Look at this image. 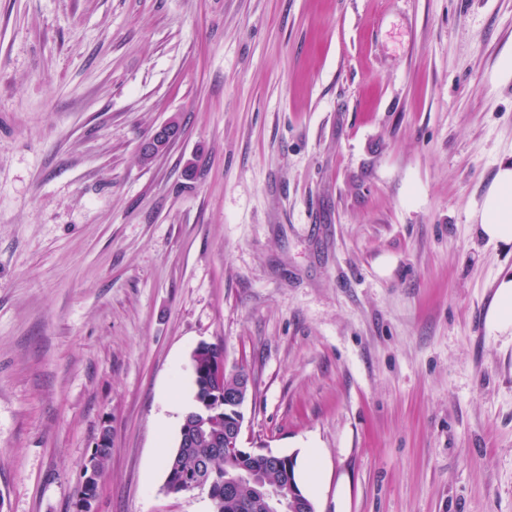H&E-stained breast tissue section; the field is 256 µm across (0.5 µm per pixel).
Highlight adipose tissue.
<instances>
[{
  "instance_id": "1",
  "label": "adipose tissue",
  "mask_w": 512,
  "mask_h": 512,
  "mask_svg": "<svg viewBox=\"0 0 512 512\" xmlns=\"http://www.w3.org/2000/svg\"><path fill=\"white\" fill-rule=\"evenodd\" d=\"M475 218L489 241L512 243V163L500 166Z\"/></svg>"
}]
</instances>
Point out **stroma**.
Instances as JSON below:
<instances>
[{"instance_id": "stroma-1", "label": "stroma", "mask_w": 512, "mask_h": 512, "mask_svg": "<svg viewBox=\"0 0 512 512\" xmlns=\"http://www.w3.org/2000/svg\"><path fill=\"white\" fill-rule=\"evenodd\" d=\"M512 0H0V512H211L190 355L315 512H512ZM178 117L151 161L140 147ZM475 218L489 241L512 243V163L500 166ZM486 321L491 332L512 328V274L499 278ZM223 357L222 348L219 345L211 344L210 348L205 353H200L198 357L193 359V386H194V397H195V409H198V401L197 399H203L210 392V389L219 388L220 383H218L213 377V368H215L216 360L220 357ZM220 362V370L224 373L236 375L239 372V369H232L227 371L226 365L224 364L223 359H219ZM196 372L200 375H206L205 377H196ZM112 454V436L110 445L108 448H94V451L90 455V457L87 459L85 464V471H88V476L85 478L84 483L86 484L87 491L86 494H84V486L83 483L76 491V498L80 497V499L77 500V512H93L91 508V504L93 501H95L97 494H98V488H99V481L103 475L102 469H105L107 466ZM93 456L98 457L100 468L98 469L96 467V461L93 459Z\"/></svg>"}]
</instances>
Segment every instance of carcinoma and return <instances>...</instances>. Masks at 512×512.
Instances as JSON below:
<instances>
[{
  "instance_id": "carcinoma-1",
  "label": "carcinoma",
  "mask_w": 512,
  "mask_h": 512,
  "mask_svg": "<svg viewBox=\"0 0 512 512\" xmlns=\"http://www.w3.org/2000/svg\"><path fill=\"white\" fill-rule=\"evenodd\" d=\"M222 356V348L216 344L193 359V372L199 376L193 377L194 397L202 399L210 390L227 386L230 380L225 378L217 382L213 377L216 360ZM221 439L204 437L194 440L186 448H175L165 460L166 472H174L185 477L196 478L202 474L208 478L210 487L209 499L212 512H289L291 506L276 505L271 510L264 506L256 497L255 489L251 486L252 478L271 485L284 487V471L269 467L261 454L249 455L244 459L229 458L220 446ZM240 474L235 491L227 496L224 493V478L229 474Z\"/></svg>"
}]
</instances>
